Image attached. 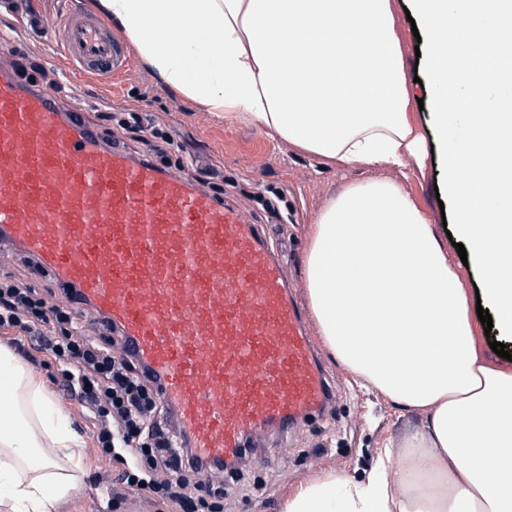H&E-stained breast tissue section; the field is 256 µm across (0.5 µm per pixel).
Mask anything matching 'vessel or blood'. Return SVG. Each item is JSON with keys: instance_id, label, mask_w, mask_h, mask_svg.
I'll use <instances>...</instances> for the list:
<instances>
[{"instance_id": "b4317fda", "label": "vessel or blood", "mask_w": 512, "mask_h": 512, "mask_svg": "<svg viewBox=\"0 0 512 512\" xmlns=\"http://www.w3.org/2000/svg\"><path fill=\"white\" fill-rule=\"evenodd\" d=\"M68 70L108 77L127 56L102 20L56 13ZM0 246L118 329L156 379L192 453L211 465L251 436L321 410L327 377L302 308L258 227L194 180L107 146L46 91L0 69Z\"/></svg>"}]
</instances>
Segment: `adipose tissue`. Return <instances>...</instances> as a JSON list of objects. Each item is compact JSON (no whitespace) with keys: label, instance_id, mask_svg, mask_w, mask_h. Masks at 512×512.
I'll use <instances>...</instances> for the list:
<instances>
[{"label":"adipose tissue","instance_id":"1","mask_svg":"<svg viewBox=\"0 0 512 512\" xmlns=\"http://www.w3.org/2000/svg\"><path fill=\"white\" fill-rule=\"evenodd\" d=\"M162 80L210 112H243L326 160L405 167L421 154L391 0H99ZM355 33L338 49L337 30ZM352 93L357 108L325 112ZM310 100L314 111L301 107ZM306 288L320 334L351 373L395 404L426 412L386 469L366 482L329 472L281 512H512V373L476 352L465 289L412 198L373 180L314 219ZM359 292L364 329L339 303ZM12 413L0 420V507L51 512L79 487L83 444L42 384L4 348ZM68 472H61V464Z\"/></svg>","mask_w":512,"mask_h":512}]
</instances>
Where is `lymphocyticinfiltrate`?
<instances>
[{
	"mask_svg": "<svg viewBox=\"0 0 512 512\" xmlns=\"http://www.w3.org/2000/svg\"><path fill=\"white\" fill-rule=\"evenodd\" d=\"M60 306H46L32 288L0 282V329L34 341L66 366L65 387L97 418L102 457L126 452L123 483L149 490L160 502L193 512L200 489L193 476L204 466L192 453L171 448L170 408L131 357L116 359L85 336L57 338L56 324L70 321Z\"/></svg>",
	"mask_w": 512,
	"mask_h": 512,
	"instance_id": "f902f5d3",
	"label": "lymphocytic infiltrate"
}]
</instances>
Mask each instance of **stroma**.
<instances>
[{
    "label": "stroma",
    "mask_w": 512,
    "mask_h": 512,
    "mask_svg": "<svg viewBox=\"0 0 512 512\" xmlns=\"http://www.w3.org/2000/svg\"><path fill=\"white\" fill-rule=\"evenodd\" d=\"M407 3L392 0L395 34L408 80V116L423 135L427 153L422 164H410L404 176L383 166H334L282 141L248 117L201 111L165 85L135 47L127 49V72L104 81L65 74L50 35L35 38L23 30H11L7 16H0V33H13L10 67L49 92L63 111L78 113L131 155L150 156L173 174H188L196 167L210 169L201 188L236 207L266 234L300 302L308 300L304 256L317 212L349 185L385 178L398 183L428 217L473 306L477 303L473 292L481 280L475 266L463 265L448 240L434 190L442 182L440 145L431 108L418 105L419 100L429 99L430 92L428 84L414 80L417 40L404 11ZM131 113L143 122L157 123L174 141V148L159 149L152 138L122 133L117 122ZM13 279L34 288L47 305L65 303L62 289L41 275L25 253L0 250V281ZM0 347L38 376L84 444L81 484L53 512H179L177 507L156 502L148 490L121 483L122 464L100 457L94 416L63 392V368L51 354L36 351L29 339L13 337L8 331L0 332ZM317 351L333 393L327 408L296 420L289 431L270 428L251 437V453L225 469L220 480L207 482L200 512H279L282 500L300 484L330 471L353 482L366 481L383 443L400 444L408 431L424 424L423 413L397 406L364 387L325 345H318Z\"/></svg>",
    "instance_id": "35a3bbf8"
}]
</instances>
